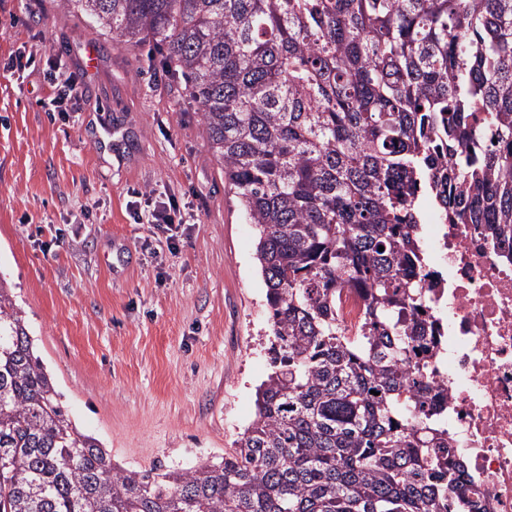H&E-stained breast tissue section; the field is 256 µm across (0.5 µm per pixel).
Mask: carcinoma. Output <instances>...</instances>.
<instances>
[{
    "mask_svg": "<svg viewBox=\"0 0 512 512\" xmlns=\"http://www.w3.org/2000/svg\"><path fill=\"white\" fill-rule=\"evenodd\" d=\"M62 2L184 78L256 227L272 371L221 462L122 468L0 280V512H483L410 369L431 335L414 266L423 194L512 236V0Z\"/></svg>",
    "mask_w": 512,
    "mask_h": 512,
    "instance_id": "cac0c4a2",
    "label": "carcinoma"
}]
</instances>
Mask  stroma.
I'll list each match as a JSON object with an SVG mask.
<instances>
[{"mask_svg": "<svg viewBox=\"0 0 512 512\" xmlns=\"http://www.w3.org/2000/svg\"><path fill=\"white\" fill-rule=\"evenodd\" d=\"M61 73L78 93L57 112ZM144 187L185 205L175 240L134 223ZM256 243L181 75L59 0H0V277L113 463L218 461L254 419L272 370Z\"/></svg>", "mask_w": 512, "mask_h": 512, "instance_id": "1", "label": "stroma"}]
</instances>
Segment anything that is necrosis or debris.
Returning a JSON list of instances; mask_svg holds the SVG:
<instances>
[{
  "label": "necrosis or debris",
  "mask_w": 512,
  "mask_h": 512,
  "mask_svg": "<svg viewBox=\"0 0 512 512\" xmlns=\"http://www.w3.org/2000/svg\"><path fill=\"white\" fill-rule=\"evenodd\" d=\"M424 269L437 341L422 358L483 512H512V243L431 213Z\"/></svg>",
  "instance_id": "1"
}]
</instances>
